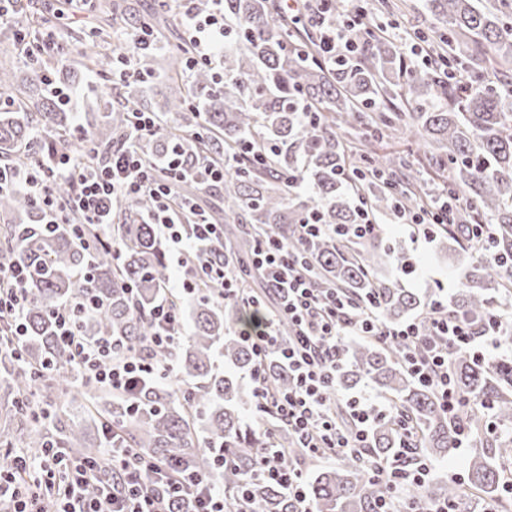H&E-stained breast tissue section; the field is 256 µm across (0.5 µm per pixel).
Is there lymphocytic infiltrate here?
I'll return each mask as SVG.
<instances>
[{
	"label": "lymphocytic infiltrate",
	"mask_w": 512,
	"mask_h": 512,
	"mask_svg": "<svg viewBox=\"0 0 512 512\" xmlns=\"http://www.w3.org/2000/svg\"><path fill=\"white\" fill-rule=\"evenodd\" d=\"M178 2L197 61L216 66L215 49L224 41V0H210L211 10L205 15L194 12V0ZM131 120L127 145L113 152L103 164L85 166L65 155L57 163L38 161L23 171L0 166V191L25 190L50 228L64 221L52 186L58 180H69L75 186L72 209L77 225L100 226L106 243L112 245L119 240L114 226L117 200L150 196L155 208L147 216L148 223L160 226L178 263H186L197 254L201 241L222 235L224 227L202 213L194 221L185 220V213L194 205L189 200L175 199V187L187 175L181 159L174 153L159 165L145 159L137 147L138 139L163 135L164 129L151 112H133ZM253 263L280 298V313L288 315L297 328L285 346L279 341L273 320H266L260 330H241L242 340L252 347L258 363L252 377L257 407H273L276 418L298 436L307 455L363 452L369 425L378 411L373 402H357L351 406L350 425L341 426L337 419L330 391L342 337L372 336L383 343L401 345L415 378L435 387L444 407L453 413L460 402L448 372L450 352L464 350L486 361L500 347L497 333L501 322L497 317H490L487 328L478 332L438 303L430 308L431 332H423L415 321L385 324L376 307L358 309L338 289L323 292L315 288L287 243L274 234L264 235L257 244ZM28 279L26 267L17 263L0 270V312H7L14 319L19 336L24 333L22 314ZM91 310V305L80 302H67L54 310L58 333L71 360L84 369L89 379L116 391L140 380L173 374L171 360L149 355L152 349L173 346L181 333V314L168 299H160L151 312L156 331L146 350L132 351L120 358L113 355L112 337L89 340L78 333V316ZM271 355L286 363L294 377L287 392L274 391L264 375L263 367ZM62 461L57 448L46 449L35 459L25 453L15 455L8 470L0 472V502H9L11 512H43L42 490L55 482ZM112 463L122 472L121 486L108 485L102 497H87L85 487L96 479L97 473L94 464L79 461L70 472L56 512H171L177 502L183 504V512H248L245 493H238L234 502H227L223 493L215 490L209 475L177 474L165 478L161 475L162 464L134 462L126 456L113 458ZM369 469L390 486V495L378 512H402L404 490L424 482L429 473L428 464L422 460L403 468L373 461ZM252 476L284 487L297 505L296 512H313L301 472L285 463L278 448H270L257 459Z\"/></svg>",
	"instance_id": "obj_1"
}]
</instances>
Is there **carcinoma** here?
Here are the masks:
<instances>
[{
    "instance_id": "carcinoma-1",
    "label": "carcinoma",
    "mask_w": 512,
    "mask_h": 512,
    "mask_svg": "<svg viewBox=\"0 0 512 512\" xmlns=\"http://www.w3.org/2000/svg\"><path fill=\"white\" fill-rule=\"evenodd\" d=\"M428 2L431 32L442 41L468 38V77L457 76L453 59L442 53L425 63H409L395 42L366 30L360 36L361 53L333 63L317 50L314 21H306V41L291 39L280 0H224V82L214 81L208 66L188 68V45L136 55L137 70L164 78L167 124L165 136L141 141L139 150L148 159L175 150L194 170L204 158L216 165L232 163L222 194L228 227L224 236L203 247L208 261L227 265L236 278L252 276L257 237L268 230L303 258L317 287L342 290L361 306L376 303L386 323L418 314L424 321L425 309L435 301L376 277L384 264H403L400 250L381 247L378 236L347 243L331 234L303 239L296 225L312 216L322 224H353L350 198L358 195L373 213L425 207L446 193L459 196L462 223L492 225L491 250L497 259L476 256L472 247L458 250L461 283L448 312L481 330L493 312L502 321L500 340L511 343L505 306L512 300V267L504 259L512 258V81L507 76L512 12L497 0L481 7L476 0ZM116 27L138 29L141 21L130 12L90 28L88 41L98 50L77 60H54L55 72L73 79L124 62L129 45L111 43L110 31ZM152 93L128 81L116 105L85 117L98 149V156L86 162L102 163L124 143L128 110L153 111ZM2 98L17 106L0 110V162L22 169L33 159L51 164L65 153L84 154L71 139L64 105L36 69L1 70ZM358 128L372 137L411 140L441 185L429 188L413 163L385 158L367 150L364 142L343 137L342 131ZM39 130L52 135L45 151L36 138ZM301 179L304 193L291 192L289 181ZM53 192L59 208L70 212L72 186L58 182ZM151 209L147 197L119 202L120 244L114 251L100 242L98 228L84 227L81 237L66 224L48 232L25 194H0V216L16 220L0 236V257L33 272L20 354L0 348L11 364L7 377L16 413L31 425L22 444L39 453L53 445L90 456L98 461L103 482L118 479L103 441L88 442L85 427L76 424L60 428L59 438L45 432L46 423H61L59 401L68 395L63 384L74 370L56 336L53 312L63 302L93 297L96 309L78 322L83 336H110L118 341L119 354L144 345L156 331L150 310L168 280L162 242L146 223ZM189 304L191 334L179 337L171 354L177 379L189 386L177 398L158 380L112 393L104 413L112 424V444L173 471L215 473L230 499L246 488L250 512H293L282 487L249 480L257 455L269 444L264 426L274 424L270 414L256 428L246 421L256 395L244 378L256 359L237 333L257 324L259 315L204 289ZM218 356L224 359L222 369L216 365ZM339 362L332 390H350L366 380L390 405L392 414L374 417L369 431L368 451L374 459L389 462L402 456L397 426L402 415L417 430L418 459L445 457L458 447V417L469 434L483 435L481 450L462 479L424 483L407 492L413 509L448 500L460 512H471L472 496L478 493L482 505L512 512V501L502 494L501 470L503 462L512 460V362H480L468 352L453 353L448 370L464 403L456 417L444 409L434 387L413 378L403 351L393 343L364 336L341 345ZM265 373L277 391L292 384L288 367L273 357ZM274 430L286 454H296L288 428L275 424ZM221 450L233 463L217 470L214 457ZM306 493L315 512H376L389 487L369 473L361 456L343 455L337 467L315 474Z\"/></svg>"
}]
</instances>
